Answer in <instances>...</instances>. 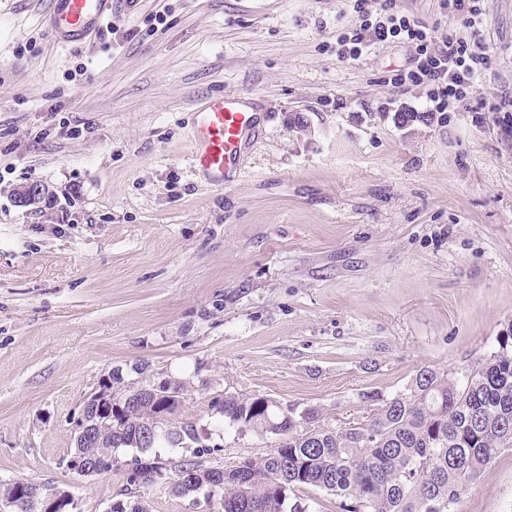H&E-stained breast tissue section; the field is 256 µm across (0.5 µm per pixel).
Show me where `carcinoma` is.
Masks as SVG:
<instances>
[{"label": "carcinoma", "instance_id": "cac0c4a2", "mask_svg": "<svg viewBox=\"0 0 512 512\" xmlns=\"http://www.w3.org/2000/svg\"><path fill=\"white\" fill-rule=\"evenodd\" d=\"M133 374L139 370L117 368L100 384L107 400L84 416L92 439L75 444L66 459L69 470L79 458L122 473L112 512H150L142 492L155 476L137 464L160 463L156 449L196 439L189 422L152 441L143 438L142 423L175 416L183 404L154 396L142 380L130 382ZM214 407L218 424L278 435V446L245 458L235 471L205 465L200 457L208 448L193 447L191 459L161 472L175 496L205 489L220 498L223 512H308L297 492L315 488L340 498L344 512H455L467 482L512 449V327L480 367L461 378L421 369L408 392L376 404L368 419L349 428L322 425L316 408L302 417L264 396L227 394ZM120 448L135 450L125 468L114 462ZM270 471L280 473L278 484L258 479ZM4 500L15 503L14 512H66L73 504L68 492L26 480L1 483Z\"/></svg>", "mask_w": 512, "mask_h": 512}]
</instances>
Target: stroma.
<instances>
[{"label":"stroma","mask_w":512,"mask_h":512,"mask_svg":"<svg viewBox=\"0 0 512 512\" xmlns=\"http://www.w3.org/2000/svg\"><path fill=\"white\" fill-rule=\"evenodd\" d=\"M54 0H0V483L106 512L118 475L80 477L85 398L113 367L189 377L182 420L209 466L277 447L216 423L224 394L318 408L429 368L463 376L512 326V0H480L490 56L467 107L392 84L411 46L339 60L351 0H116L100 43L59 47ZM241 96L256 127L224 187L190 167L191 112ZM47 189L24 206L28 182ZM153 512L219 499L146 490ZM456 512H512V449Z\"/></svg>","instance_id":"stroma-1"}]
</instances>
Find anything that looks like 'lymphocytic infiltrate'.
Returning a JSON list of instances; mask_svg holds the SVG:
<instances>
[{"label":"lymphocytic infiltrate","mask_w":512,"mask_h":512,"mask_svg":"<svg viewBox=\"0 0 512 512\" xmlns=\"http://www.w3.org/2000/svg\"><path fill=\"white\" fill-rule=\"evenodd\" d=\"M441 9L461 19L463 31L430 28L395 10L393 0H384L380 14H372L368 0H354L360 24L343 36V58L356 60L372 46L403 40L416 51V66L394 74V84L411 83L428 89L431 109L444 112L459 107L472 93L490 56L477 31L481 23L478 0H441Z\"/></svg>","instance_id":"obj_1"}]
</instances>
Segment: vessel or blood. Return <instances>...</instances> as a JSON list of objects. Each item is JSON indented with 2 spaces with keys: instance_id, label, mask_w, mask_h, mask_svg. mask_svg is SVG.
Masks as SVG:
<instances>
[{
  "instance_id": "obj_1",
  "label": "vessel or blood",
  "mask_w": 512,
  "mask_h": 512,
  "mask_svg": "<svg viewBox=\"0 0 512 512\" xmlns=\"http://www.w3.org/2000/svg\"><path fill=\"white\" fill-rule=\"evenodd\" d=\"M114 0H55L47 18L63 45L86 43L112 20ZM255 128V115L239 97L217 95L197 106L192 114V168L223 186L236 170L242 148Z\"/></svg>"
}]
</instances>
